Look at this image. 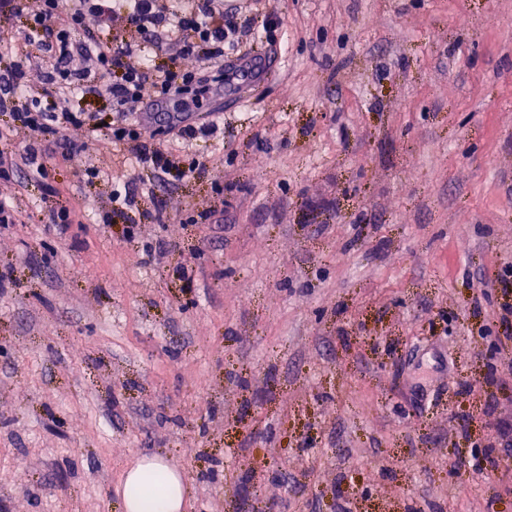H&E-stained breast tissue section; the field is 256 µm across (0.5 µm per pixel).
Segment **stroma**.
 <instances>
[{
    "label": "stroma",
    "mask_w": 512,
    "mask_h": 512,
    "mask_svg": "<svg viewBox=\"0 0 512 512\" xmlns=\"http://www.w3.org/2000/svg\"><path fill=\"white\" fill-rule=\"evenodd\" d=\"M237 3L262 77L149 128L194 172L84 125L0 183V512H123L143 456L190 512H512V0ZM79 215L69 204L60 205L49 211V223L55 227L60 234H66L70 224H79Z\"/></svg>",
    "instance_id": "1"
}]
</instances>
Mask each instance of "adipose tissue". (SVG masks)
<instances>
[{"label":"adipose tissue","mask_w":512,"mask_h":512,"mask_svg":"<svg viewBox=\"0 0 512 512\" xmlns=\"http://www.w3.org/2000/svg\"><path fill=\"white\" fill-rule=\"evenodd\" d=\"M152 474L163 475L167 492L156 498L140 492L141 483ZM125 512H186L183 472L159 457H145L129 467L119 488Z\"/></svg>","instance_id":"1"}]
</instances>
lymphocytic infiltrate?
<instances>
[{"mask_svg": "<svg viewBox=\"0 0 512 512\" xmlns=\"http://www.w3.org/2000/svg\"><path fill=\"white\" fill-rule=\"evenodd\" d=\"M95 18L99 34L86 41L75 35L87 18ZM0 112L11 123L0 128V181L10 180L17 165L31 167L37 179L47 176L45 159H68L72 147L68 127L85 124L82 102L110 96L120 125H107L100 140L123 159L164 177L175 169L174 155L152 143L147 128L156 107L171 102L168 125L177 137H190L192 112L181 102L190 85L214 82L224 68V49L236 28L224 16V0H0ZM19 27H10V20ZM167 50L176 60L192 58L197 69L177 65L161 69L152 55ZM54 58L57 66L49 87L34 92L26 78L37 54ZM80 67H71L73 59ZM32 133L22 154L11 148L13 135Z\"/></svg>", "mask_w": 512, "mask_h": 512, "instance_id": "1", "label": "lymphocytic infiltrate"}]
</instances>
